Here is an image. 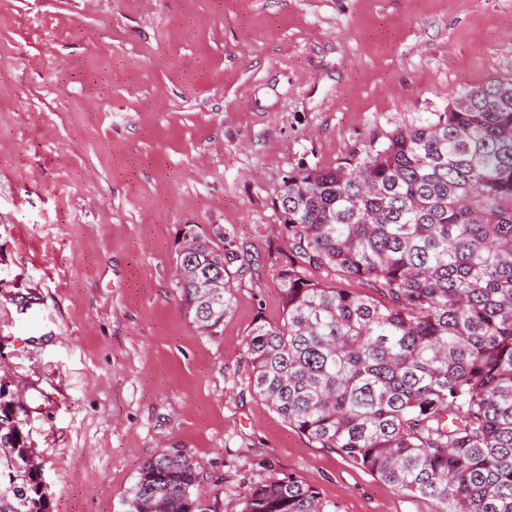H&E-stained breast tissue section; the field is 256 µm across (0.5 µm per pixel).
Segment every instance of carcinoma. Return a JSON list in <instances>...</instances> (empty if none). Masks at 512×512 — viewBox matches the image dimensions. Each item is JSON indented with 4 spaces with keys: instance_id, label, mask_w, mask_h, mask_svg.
I'll use <instances>...</instances> for the list:
<instances>
[{
    "instance_id": "1",
    "label": "carcinoma",
    "mask_w": 512,
    "mask_h": 512,
    "mask_svg": "<svg viewBox=\"0 0 512 512\" xmlns=\"http://www.w3.org/2000/svg\"><path fill=\"white\" fill-rule=\"evenodd\" d=\"M276 207L281 317L247 333L254 392L310 441L436 512H512V79L302 167ZM192 259L222 288L180 289L200 333L221 331L250 274L224 227L189 224ZM330 270L369 296L307 275ZM22 409L0 383V512H45ZM203 472L182 450L148 459L123 512H199ZM242 512H331L304 481L251 485Z\"/></svg>"
}]
</instances>
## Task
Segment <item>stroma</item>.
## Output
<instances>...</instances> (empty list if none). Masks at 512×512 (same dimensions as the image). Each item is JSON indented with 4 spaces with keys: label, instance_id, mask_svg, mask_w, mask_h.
Returning <instances> with one entry per match:
<instances>
[{
    "label": "stroma",
    "instance_id": "1",
    "mask_svg": "<svg viewBox=\"0 0 512 512\" xmlns=\"http://www.w3.org/2000/svg\"><path fill=\"white\" fill-rule=\"evenodd\" d=\"M512 78V0H0V383L46 512H122L142 463H202L204 512L295 476L337 512H435L286 423L248 384L281 316L284 179ZM252 270L199 333L181 225Z\"/></svg>",
    "mask_w": 512,
    "mask_h": 512
}]
</instances>
